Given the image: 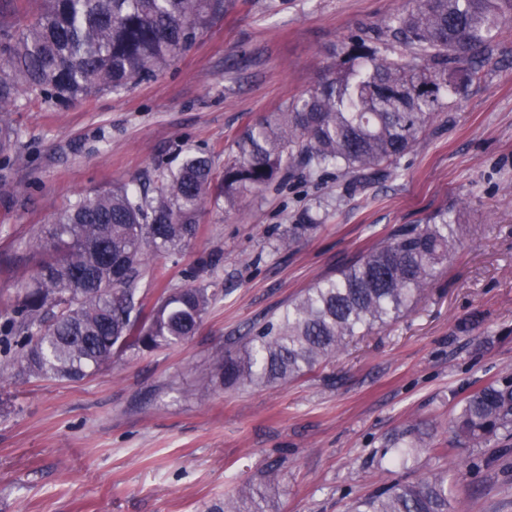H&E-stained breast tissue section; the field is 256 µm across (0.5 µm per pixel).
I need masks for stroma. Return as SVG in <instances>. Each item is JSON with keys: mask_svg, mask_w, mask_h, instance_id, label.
Masks as SVG:
<instances>
[{"mask_svg": "<svg viewBox=\"0 0 512 512\" xmlns=\"http://www.w3.org/2000/svg\"><path fill=\"white\" fill-rule=\"evenodd\" d=\"M413 0H237L157 77L70 104L21 94L0 157V324L32 273L26 243L80 197L154 186L187 151L223 170L234 138L313 90L357 28ZM480 81L419 134L396 174L354 187L331 170L208 204L181 250L154 257L148 301L196 285L216 300L194 336L128 353L80 381L0 382V512H218L276 468L278 512H349L403 476L445 466L459 512H512V451L458 447L449 421L512 374V22ZM455 209L462 243L410 312L304 376L198 395L218 353L397 228ZM307 214L319 230L290 241ZM421 426L428 452L388 470Z\"/></svg>", "mask_w": 512, "mask_h": 512, "instance_id": "1", "label": "stroma"}]
</instances>
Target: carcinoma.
<instances>
[{
    "mask_svg": "<svg viewBox=\"0 0 512 512\" xmlns=\"http://www.w3.org/2000/svg\"><path fill=\"white\" fill-rule=\"evenodd\" d=\"M19 0H0V153L17 132L7 119L24 90L45 101L75 103L119 92L168 68L236 0H42L21 29L2 21ZM512 0H417L383 29L359 28L337 52L336 72L235 141L218 173L210 157L187 153L158 174L153 192L117 184L79 198L29 239L33 274L19 289L4 326L0 377L76 380L108 369L126 352H151L193 336L216 293L165 288L145 308L149 258L195 236L206 204L232 207L246 194L296 175L331 168L387 176L450 99L480 79ZM410 51L406 60L393 51ZM462 234L448 209L405 225L252 329L238 356L219 354L203 382L273 384L298 378L355 337L409 312L448 263ZM457 444L512 447V375L467 395L450 420ZM425 435L402 432L384 451L409 469ZM254 484L224 500L222 512H268ZM351 512H458L448 470L401 478L357 500Z\"/></svg>",
    "mask_w": 512,
    "mask_h": 512,
    "instance_id": "obj_1",
    "label": "carcinoma"
}]
</instances>
